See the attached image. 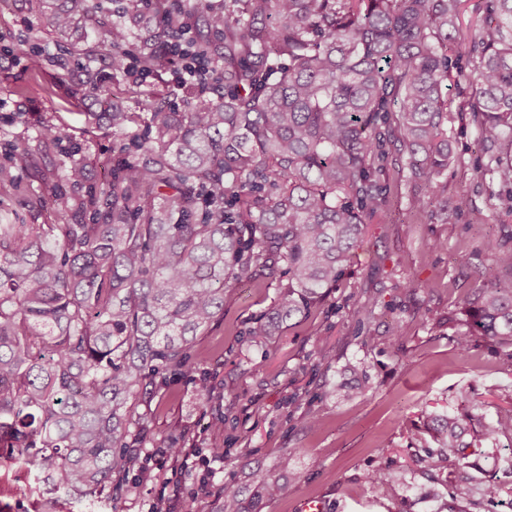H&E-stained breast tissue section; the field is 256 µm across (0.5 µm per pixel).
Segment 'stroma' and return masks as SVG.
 Segmentation results:
<instances>
[{"label": "stroma", "mask_w": 512, "mask_h": 512, "mask_svg": "<svg viewBox=\"0 0 512 512\" xmlns=\"http://www.w3.org/2000/svg\"><path fill=\"white\" fill-rule=\"evenodd\" d=\"M32 2L9 0L0 10V144L26 140L28 161L14 173L32 183L54 162L37 139L46 119L82 143L94 175H102L110 131L103 123L87 127L86 118L111 104L59 82L55 66L28 65L27 54L46 45L49 31ZM448 134L462 159L442 177L445 199L459 208L454 222L411 216L407 189L399 187L389 223L366 225L327 301L263 344L245 331L277 288L247 280L231 288L223 315L191 348L220 399L223 432L212 428L198 377H172L154 396L135 399L147 421L136 433L127 491L77 501L36 482L33 470L0 448V512H43L48 499L54 512H148L153 505L185 512L189 500L196 512H218L225 485L246 490L253 469L272 468L284 453L293 458L282 478L286 489L259 512H301L305 500L322 502L323 512H451L448 486L462 477L482 501L473 512H512L511 440L472 445L470 465L460 469L440 456L424 426L428 414L451 412L465 417L472 437L481 417L512 406V349L482 337L468 357L455 348L491 246L512 248V217L492 207L494 186L478 171L485 155L474 127L455 116ZM437 239L447 248L432 249ZM370 295L372 307L364 304ZM336 385L352 396L333 393ZM308 410L320 416L319 426L304 425ZM172 442L188 453L193 473L181 460L158 456ZM217 443L224 456H210ZM370 472L390 475L394 495H377L364 479Z\"/></svg>", "instance_id": "stroma-1"}]
</instances>
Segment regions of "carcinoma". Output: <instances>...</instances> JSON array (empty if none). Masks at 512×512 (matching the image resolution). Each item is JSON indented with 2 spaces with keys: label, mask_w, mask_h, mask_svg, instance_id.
Segmentation results:
<instances>
[{
  "label": "carcinoma",
  "mask_w": 512,
  "mask_h": 512,
  "mask_svg": "<svg viewBox=\"0 0 512 512\" xmlns=\"http://www.w3.org/2000/svg\"><path fill=\"white\" fill-rule=\"evenodd\" d=\"M54 45L86 60L82 83L131 82L145 114L101 115L112 131L110 166L94 182L82 146L47 123L38 138L59 157L21 188L15 140L0 163V196L26 191L51 204L53 224L0 223V447L38 479L74 498L122 489L128 450L144 422L137 389L196 372L194 336L224 313L244 278L278 298L248 327L265 343L319 307L344 275L363 227L390 218L384 160L408 188L406 208L448 210L440 178L457 160L448 113L469 115L488 147L483 174L499 184L494 209L512 216V0H483L485 24L464 47L469 72L453 75L451 52L464 0H224L203 9L207 34L193 50L209 64L204 84H176L184 110L130 80V69H172L189 0L126 4L103 18L92 0H36ZM152 26L129 60L127 45ZM112 52L108 80L97 64ZM470 89L459 103L453 85ZM458 351L483 336L512 346V249L492 248ZM427 420L446 459L462 458L464 419ZM479 437H512V408L479 423ZM253 501L224 487L221 512H252L282 488L257 470ZM469 504L474 488H450Z\"/></svg>",
  "instance_id": "1"
}]
</instances>
